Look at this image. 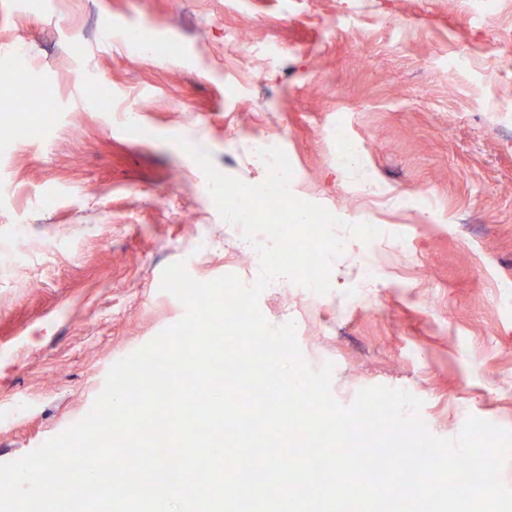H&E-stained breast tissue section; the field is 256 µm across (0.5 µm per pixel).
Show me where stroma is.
<instances>
[{"mask_svg": "<svg viewBox=\"0 0 512 512\" xmlns=\"http://www.w3.org/2000/svg\"><path fill=\"white\" fill-rule=\"evenodd\" d=\"M25 2L0 0V44L25 47L0 54V243L18 252L0 267V463L84 418L110 368L183 317L168 265L255 281L253 244L179 136L258 184L259 134L293 155L297 197L338 211L351 193L331 291L281 278L259 299L271 324L295 322L309 364L333 362L338 402L386 386L422 399L434 435L471 415L512 430V41L487 51L512 0L472 20L461 0ZM457 50L470 67L454 76ZM87 74L111 111L90 107ZM24 83L57 106L46 139L9 123ZM339 126L380 198L338 169ZM358 223L380 236L352 238Z\"/></svg>", "mask_w": 512, "mask_h": 512, "instance_id": "stroma-1", "label": "stroma"}]
</instances>
